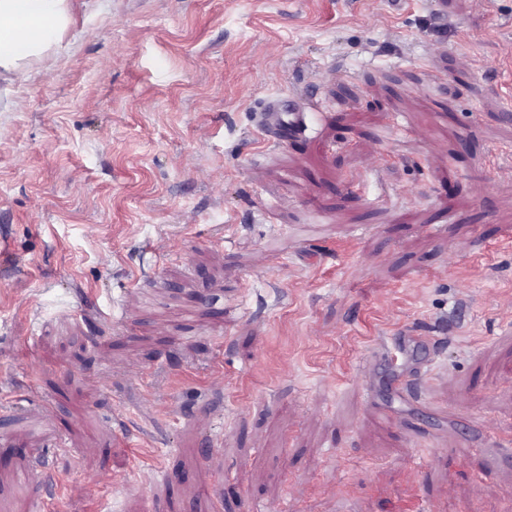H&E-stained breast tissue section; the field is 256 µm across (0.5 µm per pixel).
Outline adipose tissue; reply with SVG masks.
<instances>
[{"mask_svg": "<svg viewBox=\"0 0 512 512\" xmlns=\"http://www.w3.org/2000/svg\"><path fill=\"white\" fill-rule=\"evenodd\" d=\"M69 21L70 0H0V83L56 50Z\"/></svg>", "mask_w": 512, "mask_h": 512, "instance_id": "adipose-tissue-1", "label": "adipose tissue"}]
</instances>
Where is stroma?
<instances>
[{"mask_svg": "<svg viewBox=\"0 0 512 512\" xmlns=\"http://www.w3.org/2000/svg\"><path fill=\"white\" fill-rule=\"evenodd\" d=\"M71 13L0 92V512H512L449 416L512 436V0ZM313 108L314 103L304 95L289 97L288 102L272 99L260 113L258 125L275 140H286L288 135L301 137L306 130L308 111Z\"/></svg>", "mask_w": 512, "mask_h": 512, "instance_id": "obj_1", "label": "stroma"}]
</instances>
